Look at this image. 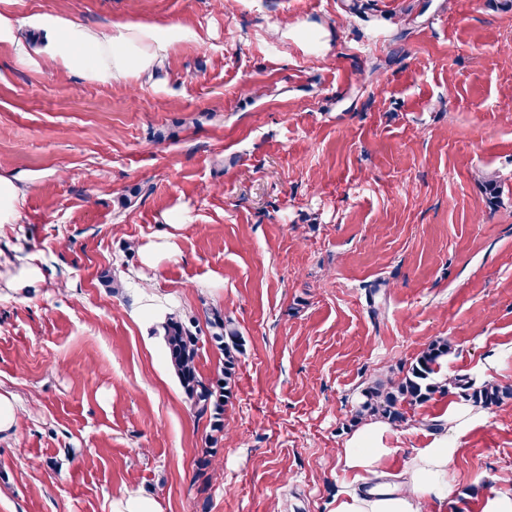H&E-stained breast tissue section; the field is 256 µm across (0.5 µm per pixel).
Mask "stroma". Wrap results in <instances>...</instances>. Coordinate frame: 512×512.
Segmentation results:
<instances>
[{
  "label": "stroma",
  "instance_id": "1",
  "mask_svg": "<svg viewBox=\"0 0 512 512\" xmlns=\"http://www.w3.org/2000/svg\"><path fill=\"white\" fill-rule=\"evenodd\" d=\"M0 512H332L336 451L376 380L434 340L440 373L512 388V0H0ZM184 26L112 84L40 54L37 20ZM27 53H19L18 42ZM499 198L489 204L486 180ZM183 211L176 230L170 215ZM175 237L174 258L141 247ZM38 293L7 285L15 249ZM109 275L119 283L102 282ZM219 310L246 341L211 443L154 327ZM407 410L385 468L445 433ZM460 442L437 512L512 473V398ZM217 471H199L203 448ZM19 197L18 187L10 180L0 177V235L6 225L17 224ZM20 401L12 392L0 389V437L15 430L20 413ZM113 512H158L154 502L143 498L138 493H127L112 502Z\"/></svg>",
  "mask_w": 512,
  "mask_h": 512
}]
</instances>
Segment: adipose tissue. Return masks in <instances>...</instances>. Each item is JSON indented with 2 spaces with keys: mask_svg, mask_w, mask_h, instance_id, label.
<instances>
[{
  "mask_svg": "<svg viewBox=\"0 0 512 512\" xmlns=\"http://www.w3.org/2000/svg\"><path fill=\"white\" fill-rule=\"evenodd\" d=\"M37 26L43 54L103 84L124 79L134 69L148 72L162 66L167 47L186 36L175 26L158 31L133 24L102 35L61 17L38 21ZM484 420L480 413L452 412L449 434L415 449L391 483L384 480V464L393 453L390 431L382 422L367 423L336 453L343 481L333 512H432L453 491L450 474L460 438Z\"/></svg>",
  "mask_w": 512,
  "mask_h": 512,
  "instance_id": "obj_1",
  "label": "adipose tissue"
}]
</instances>
